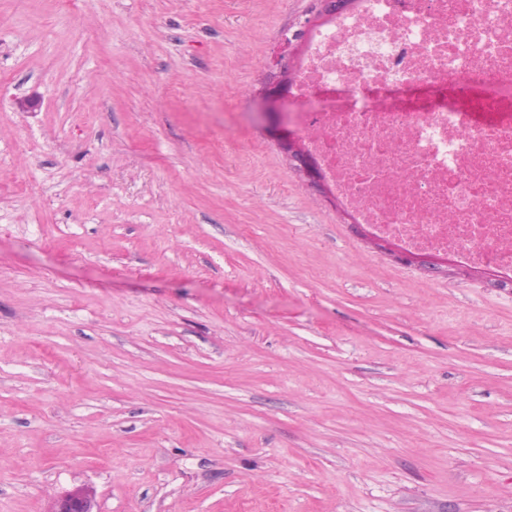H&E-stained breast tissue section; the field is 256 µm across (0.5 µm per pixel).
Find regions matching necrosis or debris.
I'll return each instance as SVG.
<instances>
[{
  "instance_id": "4bbe7bcc",
  "label": "necrosis or debris",
  "mask_w": 512,
  "mask_h": 512,
  "mask_svg": "<svg viewBox=\"0 0 512 512\" xmlns=\"http://www.w3.org/2000/svg\"><path fill=\"white\" fill-rule=\"evenodd\" d=\"M291 86L354 223L512 279V0H350L305 31Z\"/></svg>"
}]
</instances>
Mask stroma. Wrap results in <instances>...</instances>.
<instances>
[{"instance_id": "obj_1", "label": "stroma", "mask_w": 512, "mask_h": 512, "mask_svg": "<svg viewBox=\"0 0 512 512\" xmlns=\"http://www.w3.org/2000/svg\"><path fill=\"white\" fill-rule=\"evenodd\" d=\"M314 5L0 0V512H512V289L259 115Z\"/></svg>"}]
</instances>
